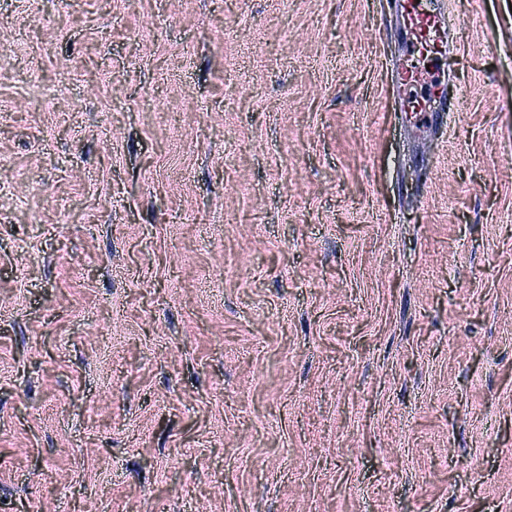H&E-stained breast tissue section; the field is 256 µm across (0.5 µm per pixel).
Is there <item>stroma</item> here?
I'll list each match as a JSON object with an SVG mask.
<instances>
[{
    "mask_svg": "<svg viewBox=\"0 0 512 512\" xmlns=\"http://www.w3.org/2000/svg\"><path fill=\"white\" fill-rule=\"evenodd\" d=\"M444 2L415 128L385 0H0V512H512V0Z\"/></svg>",
    "mask_w": 512,
    "mask_h": 512,
    "instance_id": "35a3bbf8",
    "label": "stroma"
}]
</instances>
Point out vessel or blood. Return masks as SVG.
Masks as SVG:
<instances>
[{"label": "vessel or blood", "mask_w": 512, "mask_h": 512, "mask_svg": "<svg viewBox=\"0 0 512 512\" xmlns=\"http://www.w3.org/2000/svg\"><path fill=\"white\" fill-rule=\"evenodd\" d=\"M401 36L406 63L397 82L409 89L401 111L427 115L433 107L449 112L456 108L458 97L444 80L440 62L448 58L450 19L445 8L432 0H400Z\"/></svg>", "instance_id": "vessel-or-blood-1"}]
</instances>
